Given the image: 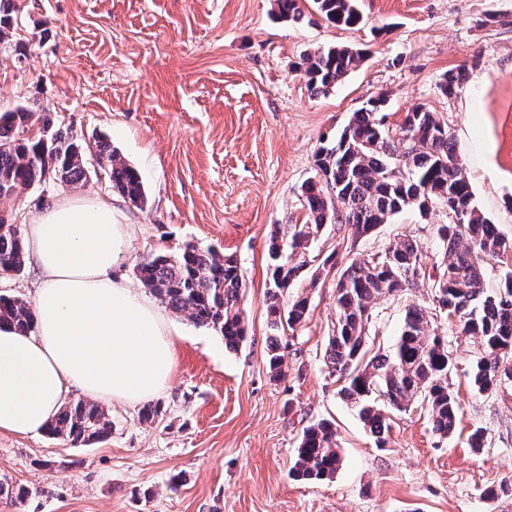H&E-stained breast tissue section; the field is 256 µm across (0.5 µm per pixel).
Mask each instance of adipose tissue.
Returning a JSON list of instances; mask_svg holds the SVG:
<instances>
[{
	"label": "adipose tissue",
	"instance_id": "adipose-tissue-1",
	"mask_svg": "<svg viewBox=\"0 0 512 512\" xmlns=\"http://www.w3.org/2000/svg\"><path fill=\"white\" fill-rule=\"evenodd\" d=\"M132 237L117 208L62 197L27 231L40 274L34 329L0 326V432L46 430L72 390L135 404L164 389L174 366L172 330L142 291L113 279Z\"/></svg>",
	"mask_w": 512,
	"mask_h": 512
}]
</instances>
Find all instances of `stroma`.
<instances>
[{"mask_svg":"<svg viewBox=\"0 0 512 512\" xmlns=\"http://www.w3.org/2000/svg\"><path fill=\"white\" fill-rule=\"evenodd\" d=\"M13 35L0 49V111L27 105L86 141L107 137L139 174L148 204L112 191L105 173L76 195L120 209L134 237L113 271L136 283L135 264L185 245L234 257L245 283L246 339L224 347L216 332L170 313L174 370L151 402L108 406L112 433L72 446L46 433H0V481L29 490L0 512H512V384L481 392L470 381L478 338L448 333V385L462 417L439 437L426 413H393L377 446L339 396L324 351L336 325V271L408 236L430 257L441 246L428 219L405 211L352 241L329 224L310 252L330 257L321 282L288 290L309 313L281 331L283 374L266 362L267 242L274 225L302 218L303 184L320 146L353 112L386 99L396 126L423 105L453 135L475 203L512 238V0H361L366 25L342 30L315 9L301 24L275 18V0H13ZM363 49L364 62L327 94H312L298 69L305 52ZM468 80L454 98L437 84L453 68ZM62 193L35 186L0 199L19 230ZM431 307L429 283L374 303L370 339L390 352L405 307ZM336 425L342 465L332 480L292 476L304 430ZM483 428L484 448L467 437Z\"/></svg>","mask_w":512,"mask_h":512,"instance_id":"stroma-1","label":"stroma"}]
</instances>
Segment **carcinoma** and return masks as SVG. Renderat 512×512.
Here are the masks:
<instances>
[{
	"label": "carcinoma",
	"mask_w": 512,
	"mask_h": 512,
	"mask_svg": "<svg viewBox=\"0 0 512 512\" xmlns=\"http://www.w3.org/2000/svg\"><path fill=\"white\" fill-rule=\"evenodd\" d=\"M330 24L353 28L363 22L359 0H311ZM278 16L297 24L305 17L299 0H276ZM13 0H0V46L9 41ZM364 53L348 46L319 47L302 56L301 68L311 93H327L354 71ZM466 81L463 69H450L438 84L452 98ZM385 100H370L354 112L339 138L315 154L316 176L302 191L301 224H281L268 243V317L273 331L300 326L307 298L297 297L282 311L280 299L302 275L306 254L326 224H345L353 240L367 237L405 210L427 217L437 208L448 212V223L434 225L442 248L443 271L431 281L433 310L408 307L401 334L389 354L366 358L365 340L373 323L378 296L405 293L417 281L408 272L426 264L420 242L405 237L384 252L351 262L336 277V330L328 337L325 363L342 381L339 395L358 414L377 443L389 429L385 407L405 411L421 397L433 431L454 435L461 412L448 386L452 364L448 351V318L456 317L462 336H478L483 355L472 370L480 391L512 382V239L504 237L474 202L471 184L459 161L453 136L436 113L419 106L395 129L385 126ZM85 147L70 130L25 106L0 116V199L18 196L36 184L70 187L87 181ZM93 156L108 175L113 190L137 205L146 192L137 171L105 138L95 141ZM341 210H336V203ZM480 253L505 265L501 284L489 292ZM25 266V244L17 226L0 215V275L19 273ZM137 280L162 303L186 313L199 327L224 337L236 350L245 340L243 276L238 263L211 249L189 245L176 255L158 254L135 266ZM0 324L20 332L33 328L30 308L16 297L0 296ZM277 337H270L268 363L281 372ZM47 433L73 446L106 440L112 418L100 406L77 401L64 405ZM342 458L332 421L321 419L304 431L296 449L293 474L299 480H325L336 475ZM29 490L0 482V498L22 502Z\"/></svg>",
	"instance_id": "obj_1"
}]
</instances>
